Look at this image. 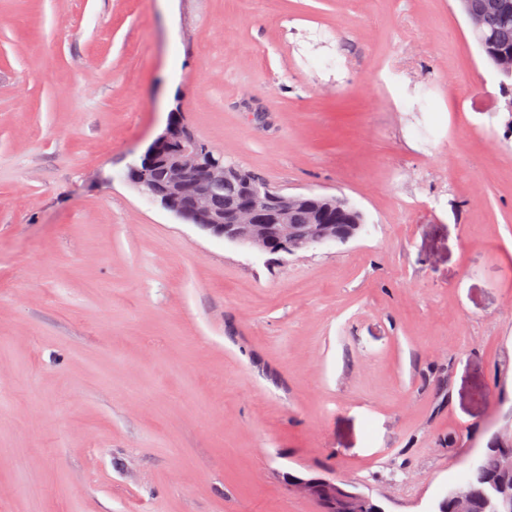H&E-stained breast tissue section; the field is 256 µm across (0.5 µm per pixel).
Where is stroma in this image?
Masks as SVG:
<instances>
[{"instance_id":"1","label":"stroma","mask_w":512,"mask_h":512,"mask_svg":"<svg viewBox=\"0 0 512 512\" xmlns=\"http://www.w3.org/2000/svg\"><path fill=\"white\" fill-rule=\"evenodd\" d=\"M357 236L127 179L172 108ZM512 419V111L457 0H0V512H434ZM291 490L297 494L321 498L336 503V497L345 503L347 512L367 511L366 505L371 503L370 498L362 493H346L336 480L324 477L301 478L297 477L291 481ZM346 495V496H345Z\"/></svg>"}]
</instances>
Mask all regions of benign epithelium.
Segmentation results:
<instances>
[{"mask_svg":"<svg viewBox=\"0 0 512 512\" xmlns=\"http://www.w3.org/2000/svg\"><path fill=\"white\" fill-rule=\"evenodd\" d=\"M237 174L201 141L181 118L180 107L169 113L166 129L130 169V181L145 195L177 217L191 210L194 225L212 235L259 251L295 254L329 242H346L360 227L348 201L333 196L284 194L244 180L224 203V211L207 206L210 192ZM297 494L334 502L340 498L347 512H363L371 503L362 493H347L336 480L324 477L291 481ZM444 500L456 512H469L470 494L463 481L450 486Z\"/></svg>","mask_w":512,"mask_h":512,"instance_id":"1","label":"benign epithelium"}]
</instances>
